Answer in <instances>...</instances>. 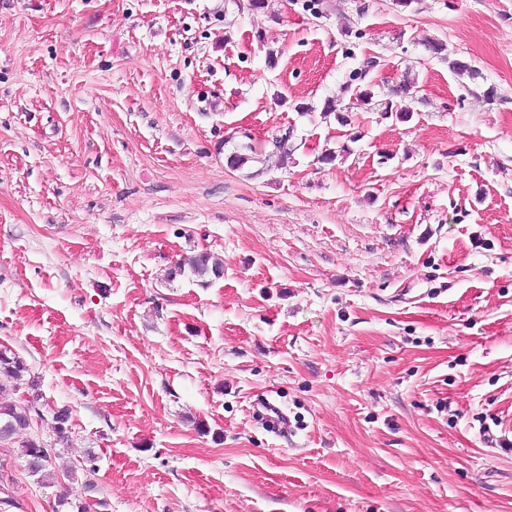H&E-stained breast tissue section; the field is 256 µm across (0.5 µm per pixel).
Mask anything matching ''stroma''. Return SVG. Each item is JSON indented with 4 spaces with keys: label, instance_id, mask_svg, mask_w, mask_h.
<instances>
[{
    "label": "stroma",
    "instance_id": "35a3bbf8",
    "mask_svg": "<svg viewBox=\"0 0 512 512\" xmlns=\"http://www.w3.org/2000/svg\"><path fill=\"white\" fill-rule=\"evenodd\" d=\"M0 349V512H512V0H0ZM28 368L26 364L19 358L8 355L7 350H0V374L6 375L16 383L12 385V388H8L6 385L0 384V396L9 394L11 391H17L19 389L18 381H22ZM41 396L32 394L25 400L24 406L18 407L11 402H0V441H6L21 430L28 429L32 422L30 413L35 411ZM256 412L269 432L280 437H288V416L280 406L270 401L267 396H263L257 403ZM23 448H25L23 455L26 458L27 464L30 462L35 463V465L30 466L28 468L29 471L33 475L40 474L41 476L44 477L45 475L43 474V472L47 471L49 465L52 464L54 448H47L45 444L42 441H40V439L27 440L23 445Z\"/></svg>",
    "mask_w": 512,
    "mask_h": 512
}]
</instances>
